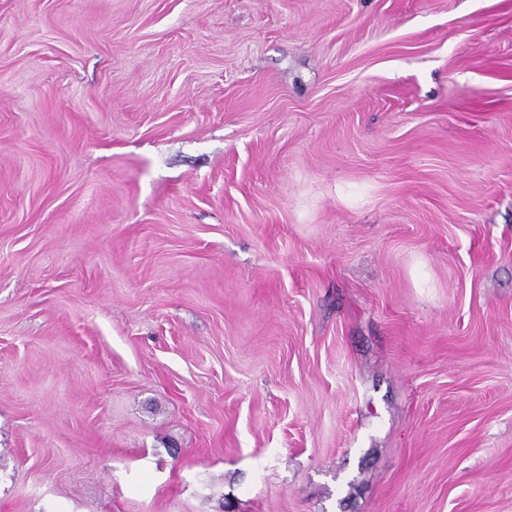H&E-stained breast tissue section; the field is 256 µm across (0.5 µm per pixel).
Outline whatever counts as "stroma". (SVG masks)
Listing matches in <instances>:
<instances>
[{
    "label": "stroma",
    "mask_w": 512,
    "mask_h": 512,
    "mask_svg": "<svg viewBox=\"0 0 512 512\" xmlns=\"http://www.w3.org/2000/svg\"><path fill=\"white\" fill-rule=\"evenodd\" d=\"M0 512H512V0H0Z\"/></svg>",
    "instance_id": "1"
}]
</instances>
